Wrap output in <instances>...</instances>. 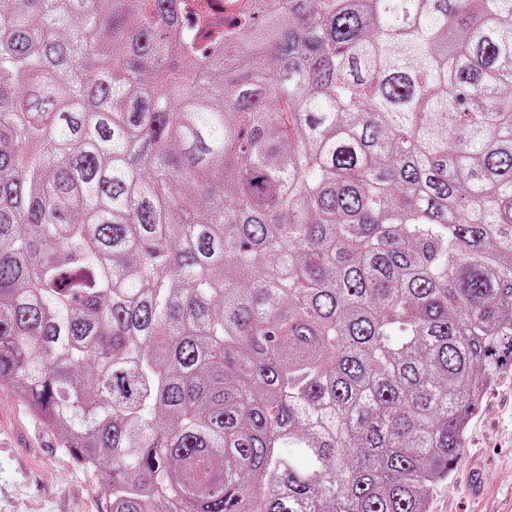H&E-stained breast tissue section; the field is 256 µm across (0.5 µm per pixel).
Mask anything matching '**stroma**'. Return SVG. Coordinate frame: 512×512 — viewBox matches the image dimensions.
<instances>
[{"label":"stroma","mask_w":512,"mask_h":512,"mask_svg":"<svg viewBox=\"0 0 512 512\" xmlns=\"http://www.w3.org/2000/svg\"><path fill=\"white\" fill-rule=\"evenodd\" d=\"M480 474L482 492L471 490ZM512 502V368H506L469 419L452 476L428 512H500ZM0 512H108L102 484L76 465L59 438L0 389Z\"/></svg>","instance_id":"1"}]
</instances>
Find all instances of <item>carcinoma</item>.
Segmentation results:
<instances>
[{"label": "carcinoma", "instance_id": "carcinoma-1", "mask_svg": "<svg viewBox=\"0 0 512 512\" xmlns=\"http://www.w3.org/2000/svg\"><path fill=\"white\" fill-rule=\"evenodd\" d=\"M0 0V388L109 512H426L512 361V0Z\"/></svg>", "mask_w": 512, "mask_h": 512}]
</instances>
